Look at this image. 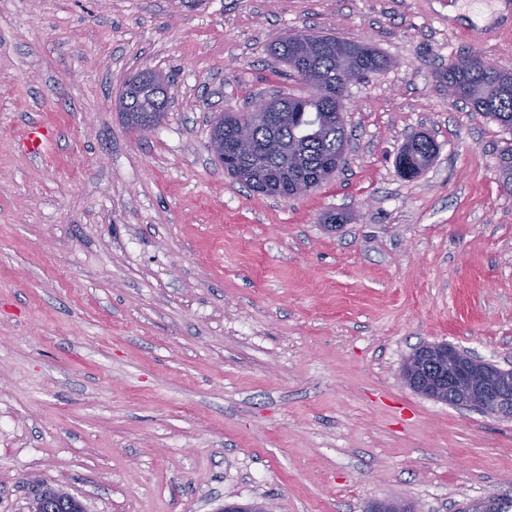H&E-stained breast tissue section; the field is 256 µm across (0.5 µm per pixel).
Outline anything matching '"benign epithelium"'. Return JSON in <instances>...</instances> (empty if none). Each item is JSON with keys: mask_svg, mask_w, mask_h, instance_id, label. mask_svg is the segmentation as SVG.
Masks as SVG:
<instances>
[{"mask_svg": "<svg viewBox=\"0 0 512 512\" xmlns=\"http://www.w3.org/2000/svg\"><path fill=\"white\" fill-rule=\"evenodd\" d=\"M405 382L431 398L448 397L464 407L495 410L512 419V365L505 368L438 343L412 355L401 370Z\"/></svg>", "mask_w": 512, "mask_h": 512, "instance_id": "1", "label": "benign epithelium"}]
</instances>
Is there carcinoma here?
I'll return each instance as SVG.
<instances>
[{
  "label": "carcinoma",
  "mask_w": 512,
  "mask_h": 512,
  "mask_svg": "<svg viewBox=\"0 0 512 512\" xmlns=\"http://www.w3.org/2000/svg\"><path fill=\"white\" fill-rule=\"evenodd\" d=\"M268 50L291 72L315 73L309 81L315 89L310 97L274 96L267 119L252 122L250 113L226 112L212 125L210 140L221 142L216 154L224 170L238 177L242 166L237 127L250 124L257 152L250 163L252 176L245 183L255 192L285 199L300 195L301 183L321 184L344 160L345 130L339 102L347 92L344 69L356 80L377 74L389 66V60L375 48L334 35L302 32L273 40ZM448 96L484 113L501 126L512 129V71L487 63L474 55L461 56L448 66L445 76ZM124 115L135 128L154 117L160 122L168 110L167 92L143 74L129 83L125 92ZM437 152L431 138L405 144L400 154L408 167L400 174L414 178L430 165Z\"/></svg>",
  "instance_id": "cac0c4a2"
}]
</instances>
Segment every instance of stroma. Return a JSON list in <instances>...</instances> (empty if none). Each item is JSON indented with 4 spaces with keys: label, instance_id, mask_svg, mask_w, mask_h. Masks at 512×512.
<instances>
[{
    "label": "stroma",
    "instance_id": "35a3bbf8",
    "mask_svg": "<svg viewBox=\"0 0 512 512\" xmlns=\"http://www.w3.org/2000/svg\"><path fill=\"white\" fill-rule=\"evenodd\" d=\"M472 25L448 0H0V512L44 485L86 512L512 498V420L400 376L426 343L512 355V130L444 79L512 69V13ZM300 31L391 65L348 88L343 167L273 198L210 122L310 94L268 52ZM144 70L175 102L141 134L117 104ZM36 121L57 137L34 158ZM416 133L438 150L410 179Z\"/></svg>",
    "mask_w": 512,
    "mask_h": 512
}]
</instances>
